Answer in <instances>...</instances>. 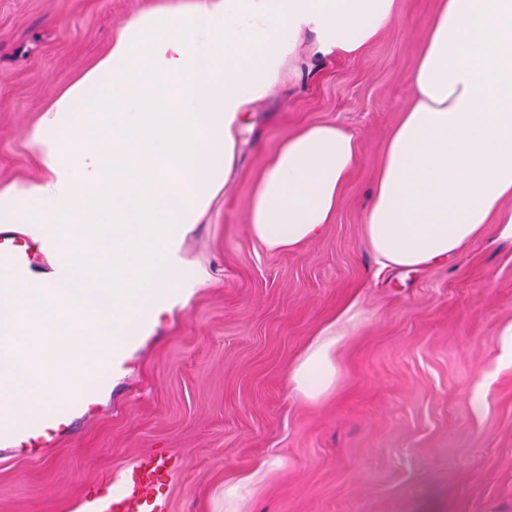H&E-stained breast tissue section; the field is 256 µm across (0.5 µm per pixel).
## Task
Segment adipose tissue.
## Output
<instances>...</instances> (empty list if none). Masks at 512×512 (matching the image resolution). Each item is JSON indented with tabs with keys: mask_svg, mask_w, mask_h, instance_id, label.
Here are the masks:
<instances>
[{
	"mask_svg": "<svg viewBox=\"0 0 512 512\" xmlns=\"http://www.w3.org/2000/svg\"><path fill=\"white\" fill-rule=\"evenodd\" d=\"M396 17V0H185L129 19L50 106L36 140L52 178L0 195L1 224L58 227L71 269L0 303V405L47 414L68 359L78 380L108 364L140 308L183 286L171 247L227 185L245 112L287 65L360 54ZM409 83L365 213L384 269L447 262L512 198V0H439ZM358 160L333 123L286 137L253 193L254 238L286 251L316 237ZM338 343L307 352L295 391L329 387Z\"/></svg>",
	"mask_w": 512,
	"mask_h": 512,
	"instance_id": "adipose-tissue-1",
	"label": "adipose tissue"
}]
</instances>
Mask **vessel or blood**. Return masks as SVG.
<instances>
[{"instance_id":"b4317fda","label":"vessel or blood","mask_w":512,"mask_h":512,"mask_svg":"<svg viewBox=\"0 0 512 512\" xmlns=\"http://www.w3.org/2000/svg\"><path fill=\"white\" fill-rule=\"evenodd\" d=\"M40 246L61 255L60 239L50 224L28 225L26 233L12 225H0V284L9 288L38 290L44 282L36 275L30 248ZM110 387L109 378L75 383L61 380L58 401L47 419L17 421L10 410L0 408V447L39 456L68 434L78 414L90 409ZM175 477L169 456L147 452L81 493L76 512H169L166 487Z\"/></svg>"}]
</instances>
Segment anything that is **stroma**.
Here are the masks:
<instances>
[{
  "label": "stroma",
  "mask_w": 512,
  "mask_h": 512,
  "mask_svg": "<svg viewBox=\"0 0 512 512\" xmlns=\"http://www.w3.org/2000/svg\"><path fill=\"white\" fill-rule=\"evenodd\" d=\"M181 0H0V194L49 175L44 109L141 11ZM363 53L298 70L252 106L237 171L181 239L195 284L128 354L97 408L40 459L0 456V512H69L156 448L171 512H512V238L485 225L448 263L379 270L364 211L438 0H396ZM331 122L357 137L332 224L307 244L252 235L280 142ZM337 373L315 400L288 374L329 327Z\"/></svg>",
  "instance_id": "1"
}]
</instances>
